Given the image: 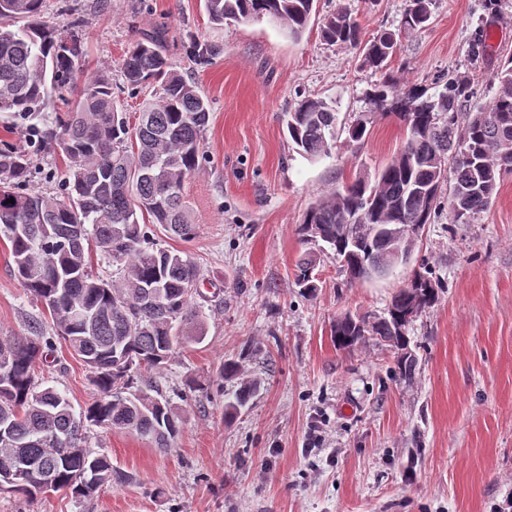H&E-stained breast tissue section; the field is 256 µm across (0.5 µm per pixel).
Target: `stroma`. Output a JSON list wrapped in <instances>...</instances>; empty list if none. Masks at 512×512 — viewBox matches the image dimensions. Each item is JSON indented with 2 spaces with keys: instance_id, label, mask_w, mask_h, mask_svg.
<instances>
[{
  "instance_id": "35a3bbf8",
  "label": "stroma",
  "mask_w": 512,
  "mask_h": 512,
  "mask_svg": "<svg viewBox=\"0 0 512 512\" xmlns=\"http://www.w3.org/2000/svg\"><path fill=\"white\" fill-rule=\"evenodd\" d=\"M407 0H316L300 40L267 21L212 24L204 0H44L42 21L68 32L85 16L84 76L106 73L118 109L137 120L150 88L128 87L122 60L152 24L168 30L167 55L210 104L198 169L186 180L197 234L184 242L160 225L157 246L187 252L200 269L195 306L202 342H184L155 379L184 413L183 432L167 451L119 430L88 429V443L123 474L89 499L63 489L34 500L0 494V512H512V175L501 180L475 223L440 214L425 225L410 263L384 279L349 284L331 251L303 242L298 228L326 191L374 176L400 149L406 131L370 110L365 93L378 72L359 51L321 38L325 18L342 9L366 37L398 31ZM487 38L484 59L469 50ZM211 47L204 63L193 45ZM512 56V0L496 13L484 0H435L427 27L402 35L389 62L403 86L435 95L467 76L473 111L496 90L500 59ZM306 96L338 113L330 156L310 159L291 142L284 114ZM52 108L30 117L0 113V144L31 160L28 192L59 195L67 169L60 147L43 145ZM366 125L362 140L349 126ZM317 257L319 288L301 294L297 261ZM438 286L435 304L408 328L417 357L412 380L391 369L385 346L371 340L348 351L331 339L336 317L385 312L421 268ZM0 236V338L23 336L50 315L13 272ZM260 390L227 416L240 379L220 375L225 360ZM41 387L65 394L75 412L96 396L84 362L57 341L37 365Z\"/></svg>"
}]
</instances>
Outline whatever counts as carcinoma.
Segmentation results:
<instances>
[{
	"label": "carcinoma",
	"instance_id": "obj_1",
	"mask_svg": "<svg viewBox=\"0 0 512 512\" xmlns=\"http://www.w3.org/2000/svg\"><path fill=\"white\" fill-rule=\"evenodd\" d=\"M43 2L0 0V113L31 116L51 100L60 102L64 116L57 129L39 135L41 142L61 148L69 176L58 197L24 193L29 158L15 147L1 148L0 234L11 244L19 281L87 366L97 398L77 417L65 394L38 390L36 364L54 350L42 321L29 322L26 336L1 338L0 471L6 463L30 470L33 481L19 490L30 499L40 495L37 480L46 476L59 488L90 498L121 476L107 456L86 446L87 426L134 432L161 451L182 432V417L166 391L145 374L162 368L183 340L204 339V322L193 304L200 274L185 252L150 245L139 218H151L183 241L195 237L183 185L198 168L210 104L172 68L167 28L155 26L122 60L127 85L155 87L138 124L129 127L106 76L89 78L76 90L77 63L86 55L77 32L87 26L85 18H72L73 34L64 36L38 21ZM314 2L204 0V6L216 25L265 18L298 40ZM432 2L409 0L404 31L427 26ZM321 34L330 44L359 50L364 64L382 74L366 92L367 104L398 119L407 131L384 168L326 192L300 225L303 239L323 242L355 284L389 274L383 263L386 229L415 237L444 209L452 223L471 224L489 208L498 183L512 174V151L504 153V144H512V57L492 75L497 89L489 104L466 112L472 88L464 77L447 82L434 97L416 87L396 88L387 74L398 49L396 34L366 40L347 10L326 18ZM286 117L288 136L304 154L329 155L337 112L325 100L306 96ZM91 238L112 258L119 280L92 273L86 244ZM295 285L315 293L313 257L298 262ZM436 295L428 273L416 272L384 315L337 317L332 340L343 350L368 338L382 342L391 348L395 371L410 377L417 359L405 315L418 301L430 307ZM78 308L89 309L91 319L75 315ZM257 390L255 381L240 382L228 398V413L240 411Z\"/></svg>",
	"mask_w": 512,
	"mask_h": 512
}]
</instances>
